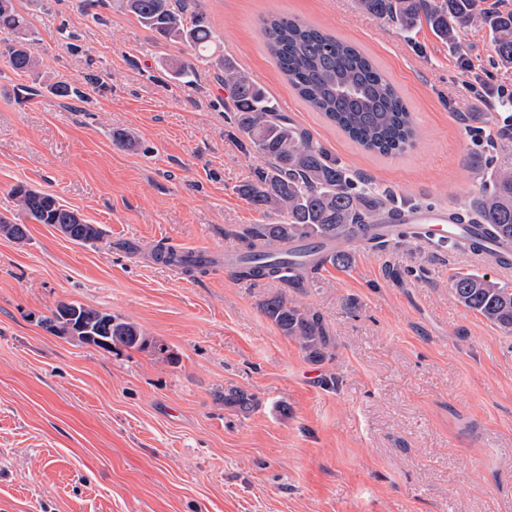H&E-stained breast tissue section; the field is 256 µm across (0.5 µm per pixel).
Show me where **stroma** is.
Here are the masks:
<instances>
[{"instance_id": "stroma-1", "label": "stroma", "mask_w": 512, "mask_h": 512, "mask_svg": "<svg viewBox=\"0 0 512 512\" xmlns=\"http://www.w3.org/2000/svg\"><path fill=\"white\" fill-rule=\"evenodd\" d=\"M13 3L40 66L0 63V212L27 228L22 242L0 235V512H512V333L450 289L467 272L512 287V272L417 241L349 243L352 266L324 265L302 291L225 268L243 228L277 217L237 192L263 160L224 118L223 59L366 178L386 202L379 222L405 206L462 214L491 162L512 158V139L478 141L512 115L475 92L512 86L489 28L445 42L356 0H190L217 35L198 61L115 0ZM273 14L364 49L407 100L414 146L368 153L301 100L262 36ZM173 60L193 62L190 78ZM61 81L83 98L60 96ZM19 185L77 210L101 240L28 219ZM160 243L199 254L205 273L154 260ZM280 292L323 315L335 343L323 362L263 315ZM72 301L136 323L173 361L47 331ZM230 386L257 407H225Z\"/></svg>"}]
</instances>
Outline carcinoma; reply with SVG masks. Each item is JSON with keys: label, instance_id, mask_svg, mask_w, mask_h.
<instances>
[{"label": "carcinoma", "instance_id": "cac0c4a2", "mask_svg": "<svg viewBox=\"0 0 512 512\" xmlns=\"http://www.w3.org/2000/svg\"><path fill=\"white\" fill-rule=\"evenodd\" d=\"M360 10L409 31L426 21L436 36L454 40L460 29L476 24L489 27L492 50L504 66L512 67V11L489 13L480 0H357ZM120 7L134 14L147 28L169 41H186L199 52L207 51L214 33L205 18L191 10L187 0H120ZM4 42L0 59L12 70L30 73L39 66L31 51L32 27L13 7L0 0V34ZM263 36L282 74L299 97L333 123L363 149L383 156L404 151L416 139L412 113L403 97L374 60L358 47L315 26L284 16L265 20ZM224 87L229 90L226 108L229 124L239 134L245 153H254L264 166L237 192L257 209L275 213L272 224H255L242 236L254 253L241 257L235 274L241 280H278L302 291L326 263L346 268L353 255L338 248L325 255L324 244L358 241L374 212L385 202L366 199L367 186L356 185L349 170L311 135L296 127L277 100L252 82L229 58L224 59ZM13 196L19 208L40 224H66L77 244L93 243L102 231L78 211L60 204L40 190L17 187ZM469 221L481 232L475 248L485 241L501 246L497 262H512V164L504 162L490 173L470 207ZM456 299L505 332H512V288L486 275L461 273L450 283ZM261 310L279 331L295 341L305 357L321 362L334 347L322 314L288 300L285 293L261 303ZM77 315L84 335L77 340L108 348L120 344L137 350L150 349L172 358L169 348L153 340L133 322L80 303H62L47 329L68 335L66 317ZM224 406L243 414L254 410L258 398L236 387L219 396Z\"/></svg>", "mask_w": 512, "mask_h": 512}]
</instances>
